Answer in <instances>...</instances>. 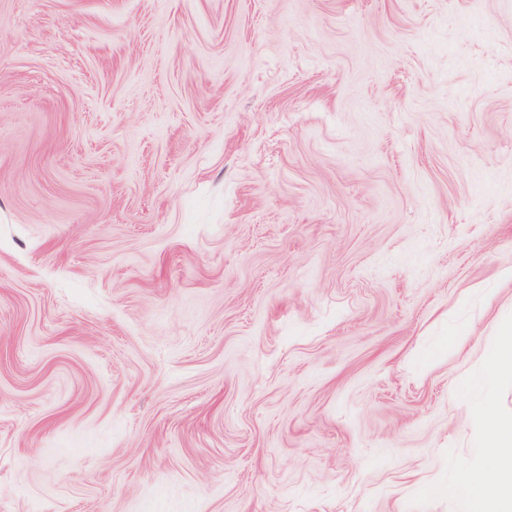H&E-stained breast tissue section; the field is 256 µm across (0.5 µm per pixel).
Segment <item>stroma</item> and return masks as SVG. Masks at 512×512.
Here are the masks:
<instances>
[{"instance_id": "obj_1", "label": "stroma", "mask_w": 512, "mask_h": 512, "mask_svg": "<svg viewBox=\"0 0 512 512\" xmlns=\"http://www.w3.org/2000/svg\"><path fill=\"white\" fill-rule=\"evenodd\" d=\"M508 269L512 0H0V512H456Z\"/></svg>"}]
</instances>
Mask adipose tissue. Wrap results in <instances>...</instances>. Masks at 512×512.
Here are the masks:
<instances>
[{
	"mask_svg": "<svg viewBox=\"0 0 512 512\" xmlns=\"http://www.w3.org/2000/svg\"><path fill=\"white\" fill-rule=\"evenodd\" d=\"M494 399H485L475 412L481 420L477 448L493 474L485 483L479 472L461 470L452 488L458 512H512V420L495 412Z\"/></svg>",
	"mask_w": 512,
	"mask_h": 512,
	"instance_id": "1",
	"label": "adipose tissue"
}]
</instances>
